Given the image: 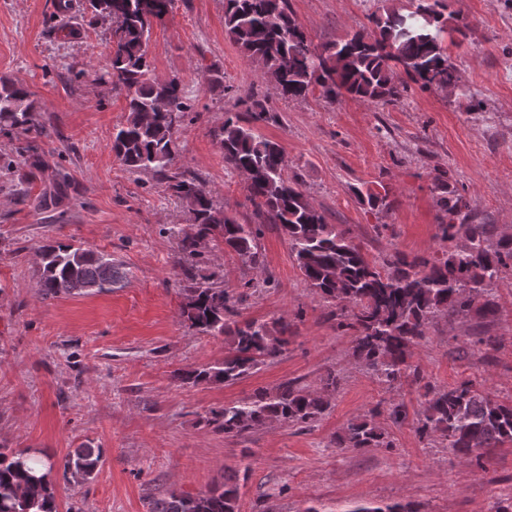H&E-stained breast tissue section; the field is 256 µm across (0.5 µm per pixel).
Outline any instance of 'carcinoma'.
I'll return each instance as SVG.
<instances>
[{"mask_svg":"<svg viewBox=\"0 0 512 512\" xmlns=\"http://www.w3.org/2000/svg\"><path fill=\"white\" fill-rule=\"evenodd\" d=\"M92 14L112 20L113 52L105 72L111 84L126 93L128 117L112 139V151L135 171L162 177L173 195L187 202L192 227L179 239L188 258L202 255L200 241L224 243L243 263L257 262L262 228L275 224L287 238L297 268L315 294L341 307L339 326L353 332V355L370 376L390 386L404 379L421 381L406 356L426 336L438 314L468 311L475 298L512 271V237L494 238L491 224H469L470 203L450 187L448 172L434 176L444 196L437 201L448 221L439 225L442 239L460 236L463 243L436 261L420 257L409 262L399 254L378 266L355 243L350 229L329 224L288 177L282 146L228 117L214 138L224 162L249 175L248 198L257 223L240 224L214 205L196 178L175 167L178 154L175 127L191 109L180 81L153 77L147 45L154 22L173 9L174 0H87ZM439 0H415L404 14L386 7L372 15V28L320 46L313 44L290 9L289 0H224V31L247 58L261 65L263 75L286 99L307 97L316 88L328 101L341 94L388 103L400 95L396 67H402L422 87L448 92L458 87L457 68L443 44L449 30L464 34L461 14L437 10ZM20 130L43 134L31 93L21 84L0 79V132ZM28 168L31 179L43 169L37 154L19 162L0 159V175L17 165ZM38 284L47 299L70 293L73 282L98 292L125 279L108 254L54 241L39 249ZM186 302L181 317L211 336L225 337L224 361L177 372L193 385L233 384L260 366L288 352V338L277 327L259 320H242L241 296L199 282L184 270ZM357 308L349 314L347 308ZM339 378L329 371L320 387L304 390L285 382L274 389H258L250 397L211 411L209 422L227 436H241L273 422L311 426L330 405ZM425 402L417 432L422 439L440 441L456 453L495 448L512 441V404L464 383L454 389L425 385ZM341 448H391L374 419L347 426ZM102 458L99 448H77L58 462L38 461L26 450L0 448V512H58L50 474L92 477ZM238 487L231 482L196 496L171 494L153 501L150 512H237ZM349 512H413L407 504L358 505Z\"/></svg>","mask_w":512,"mask_h":512,"instance_id":"carcinoma-1","label":"carcinoma"}]
</instances>
